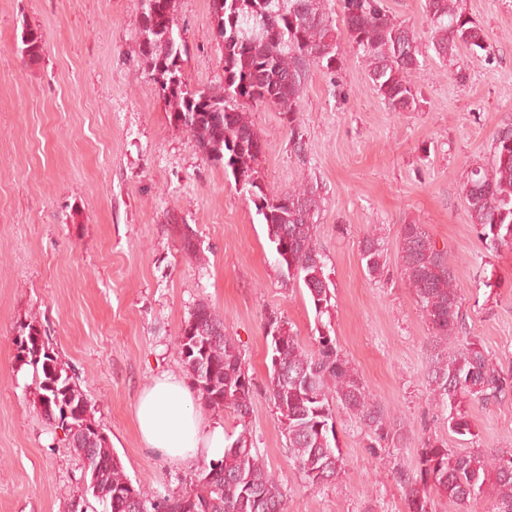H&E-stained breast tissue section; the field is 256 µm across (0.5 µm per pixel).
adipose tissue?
Wrapping results in <instances>:
<instances>
[{"instance_id":"ef3b65f1","label":"adipose tissue","mask_w":512,"mask_h":512,"mask_svg":"<svg viewBox=\"0 0 512 512\" xmlns=\"http://www.w3.org/2000/svg\"><path fill=\"white\" fill-rule=\"evenodd\" d=\"M137 427L147 447L172 459L224 455V430L203 428L194 414L191 392L175 376L156 379L135 406Z\"/></svg>"}]
</instances>
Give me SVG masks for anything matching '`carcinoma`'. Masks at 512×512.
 Returning a JSON list of instances; mask_svg holds the SVG:
<instances>
[{
  "mask_svg": "<svg viewBox=\"0 0 512 512\" xmlns=\"http://www.w3.org/2000/svg\"><path fill=\"white\" fill-rule=\"evenodd\" d=\"M339 2L342 29L334 19L333 0H209L216 41L224 55V81L191 89L183 77L187 46L175 23L176 0H138L139 67L170 108L171 121L189 131L198 150L241 184L266 225L283 282L303 283L319 316L329 311L332 299L326 257L316 242L321 196L308 185L285 193L263 190L257 176L263 144L243 109L249 103L273 106L286 120L295 150L302 152L296 114L309 71L323 70L337 86L343 65L340 44L345 41L391 111H418L421 94L411 81L420 67L415 31L391 17L383 0ZM425 7L438 58L450 61L462 50L491 56L484 30L463 14L458 0H425ZM20 51L32 61L39 58L42 38L33 32L23 34ZM462 192L480 238L511 248V122L495 131L490 162L467 172ZM384 251L380 238L363 240L361 262L369 276L384 273ZM399 260L425 319L446 343L444 355L435 358L427 375L433 399L448 411L453 434L473 438L463 399L500 404L512 397V376L497 369L478 339L465 335L461 289L447 252L437 249L423 225L402 226ZM16 332V360L32 371L45 416L61 424L69 446L86 465L85 496L74 512L94 509L92 499L103 512H284L285 491L253 448L246 425L253 396L246 360L224 333V319L209 306L198 305L185 319L180 358L204 404L215 412H233L241 431L226 437L223 458L210 462L205 474L176 495L153 496L133 487L106 437L92 429L96 421L49 338L30 324L17 326ZM265 335L270 339V401L283 425L290 459L309 486L336 481L344 465L336 445V407L363 422L380 449L388 453L401 446L402 428L367 393L330 334L318 333L309 349L272 311L266 317ZM417 456L414 470L394 469L408 512H432L433 491L461 512H470L490 488L495 491L493 512H512V453L490 456L474 447L453 451L440 439L429 438Z\"/></svg>",
  "mask_w": 512,
  "mask_h": 512,
  "instance_id": "1",
  "label": "carcinoma"
}]
</instances>
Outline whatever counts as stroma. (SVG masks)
<instances>
[{
  "mask_svg": "<svg viewBox=\"0 0 512 512\" xmlns=\"http://www.w3.org/2000/svg\"><path fill=\"white\" fill-rule=\"evenodd\" d=\"M384 5L418 36V111H391L352 56L334 86L311 69L297 114L303 153L274 107H245L264 144L265 189L312 184L323 197L316 235L333 299L319 316L303 286L283 284L266 226L233 177L170 123L137 64L138 0H0V512H71L84 493V460L46 419L31 373L16 369L13 338L24 323L49 336L133 486L152 495L184 491L209 466L146 448L135 419L155 378L192 387L177 339L201 303L223 317L247 362L249 429L286 512H407L393 467L415 468L430 436L466 448L430 395L434 334L401 275L399 240L403 225H424L454 270L468 336L512 373V248L479 237L462 194L467 170L489 160L496 129L512 122V0H460L493 54L463 51L452 64L431 48L425 0ZM176 19L186 84L218 86L209 0H176ZM25 29L43 39L38 60L19 51ZM186 225L195 232L188 252ZM374 233L387 255L378 278L360 261ZM272 311L304 345L329 331L370 395L404 424L401 448L374 450L366 425L336 410L345 467L337 482L308 486L269 400ZM467 409L476 447L512 451V399Z\"/></svg>",
  "mask_w": 512,
  "mask_h": 512,
  "instance_id": "35a3bbf8",
  "label": "stroma"
}]
</instances>
